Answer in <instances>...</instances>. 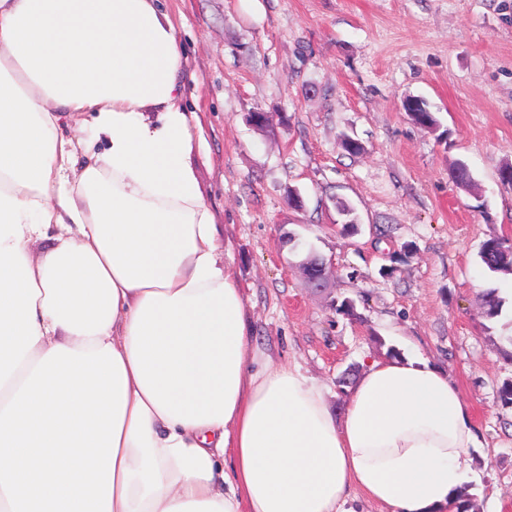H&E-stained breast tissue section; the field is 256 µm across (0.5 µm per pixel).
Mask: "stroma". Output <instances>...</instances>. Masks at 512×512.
<instances>
[{
  "mask_svg": "<svg viewBox=\"0 0 512 512\" xmlns=\"http://www.w3.org/2000/svg\"><path fill=\"white\" fill-rule=\"evenodd\" d=\"M176 21L187 105L203 137L188 161L215 214L246 302L258 365L295 363L334 414L339 377L388 349L445 369L472 414L474 512H512V298L486 319L481 295L512 289L478 252L512 233V0H163ZM423 98L437 130L402 103ZM262 112L265 128L248 120ZM357 139L362 153L340 146ZM475 187H457L456 162ZM296 190L302 208L288 202ZM357 235L341 232L337 201ZM294 242H286L285 233ZM329 288H305L307 253ZM356 302L355 316L334 301Z\"/></svg>",
  "mask_w": 512,
  "mask_h": 512,
  "instance_id": "stroma-1",
  "label": "stroma"
}]
</instances>
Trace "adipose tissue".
I'll use <instances>...</instances> for the list:
<instances>
[{
  "instance_id": "ef3b65f1",
  "label": "adipose tissue",
  "mask_w": 512,
  "mask_h": 512,
  "mask_svg": "<svg viewBox=\"0 0 512 512\" xmlns=\"http://www.w3.org/2000/svg\"><path fill=\"white\" fill-rule=\"evenodd\" d=\"M180 67L160 0H0V512H456L479 440L443 369L372 361L336 416L253 368ZM72 113L108 143L77 174Z\"/></svg>"
}]
</instances>
